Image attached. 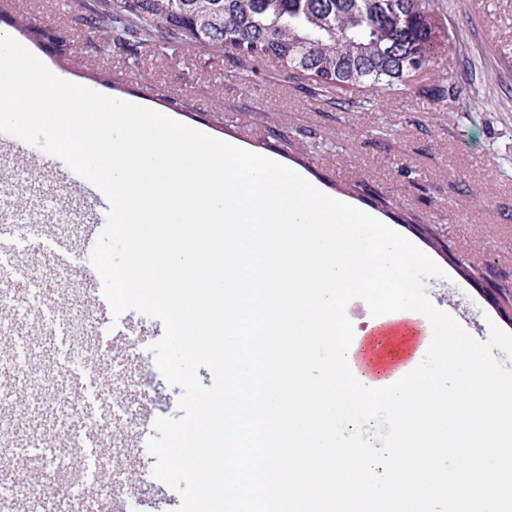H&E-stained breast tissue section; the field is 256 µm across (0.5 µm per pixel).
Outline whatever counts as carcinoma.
<instances>
[{
  "mask_svg": "<svg viewBox=\"0 0 512 512\" xmlns=\"http://www.w3.org/2000/svg\"><path fill=\"white\" fill-rule=\"evenodd\" d=\"M429 0H93L100 40L134 47L186 41L239 62L277 60L332 95L390 92L425 70L439 36Z\"/></svg>",
  "mask_w": 512,
  "mask_h": 512,
  "instance_id": "cac0c4a2",
  "label": "carcinoma"
}]
</instances>
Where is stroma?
Here are the masks:
<instances>
[{
    "mask_svg": "<svg viewBox=\"0 0 512 512\" xmlns=\"http://www.w3.org/2000/svg\"><path fill=\"white\" fill-rule=\"evenodd\" d=\"M88 3L0 0V30L66 81L216 139L250 134L258 153L281 155L294 171L315 167L346 202L378 210L429 257L446 254L443 277L427 281L434 306H452L478 340L494 325L512 333V307L498 296L499 284L512 280V0H430L445 45L406 89L368 98L325 97L275 61L246 68L186 42L175 52L158 42L134 51L103 46L80 22ZM35 160L39 182L15 198L17 209L35 206L26 211L28 234L65 238L73 264H89L85 225L91 213L107 214L106 196L79 183L60 158L40 151ZM4 244L0 262L27 295L17 309L10 288L0 287V313L15 314L26 332L20 347L0 329V512H71L41 489L77 460L91 470L84 491L92 512H117L130 492L142 512H176L178 492L153 479L154 463L139 445L154 436L153 420L180 415V387L140 360L162 337V322L136 311L113 318L71 277L62 298H47L35 253L14 237ZM69 331L82 338L83 364L68 357ZM34 356L51 368V400L78 401L95 426L61 413L40 433L22 430L20 412L38 409L26 368ZM107 380L114 391L105 399ZM20 457L31 460L23 473L14 464Z\"/></svg>",
    "mask_w": 512,
    "mask_h": 512,
    "instance_id": "stroma-1",
    "label": "stroma"
}]
</instances>
